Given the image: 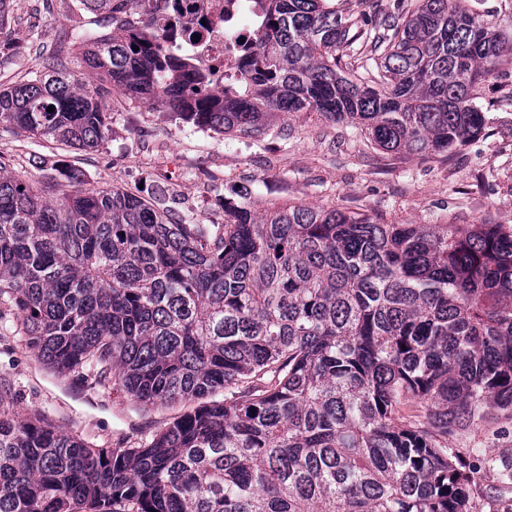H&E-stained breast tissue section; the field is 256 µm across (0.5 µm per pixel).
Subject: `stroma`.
Segmentation results:
<instances>
[{"mask_svg":"<svg viewBox=\"0 0 512 512\" xmlns=\"http://www.w3.org/2000/svg\"><path fill=\"white\" fill-rule=\"evenodd\" d=\"M353 29L374 15L407 13L416 0H330ZM69 0H12L10 32L19 52L0 63V84L56 56L72 58L78 33L67 21ZM489 123L483 137L446 156L400 157L368 141L347 122L319 112L281 113L251 136L220 133L178 119L161 106L112 94V123L94 152L0 129V169L49 184L64 168L80 169L87 187L117 186L193 224H220L224 204L244 190L257 212L273 204H302L369 215L382 224L512 225V56L494 79L472 90ZM0 405L21 417L37 413L61 430L106 448L132 444L185 412V405L133 410L119 386L79 385L38 362L0 322ZM450 444L481 449L512 466V423L486 421Z\"/></svg>","mask_w":512,"mask_h":512,"instance_id":"35a3bbf8","label":"stroma"}]
</instances>
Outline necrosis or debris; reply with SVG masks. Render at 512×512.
Wrapping results in <instances>:
<instances>
[{"label": "necrosis or debris", "instance_id": "necrosis-or-debris-1", "mask_svg": "<svg viewBox=\"0 0 512 512\" xmlns=\"http://www.w3.org/2000/svg\"><path fill=\"white\" fill-rule=\"evenodd\" d=\"M262 0H135L114 11L117 26H144L161 35L165 49L185 59L213 83L232 78L249 41L262 28Z\"/></svg>", "mask_w": 512, "mask_h": 512}]
</instances>
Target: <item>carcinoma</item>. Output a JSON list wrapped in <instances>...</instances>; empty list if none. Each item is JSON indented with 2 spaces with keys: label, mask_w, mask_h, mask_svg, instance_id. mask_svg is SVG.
<instances>
[{
  "label": "carcinoma",
  "mask_w": 512,
  "mask_h": 512,
  "mask_svg": "<svg viewBox=\"0 0 512 512\" xmlns=\"http://www.w3.org/2000/svg\"><path fill=\"white\" fill-rule=\"evenodd\" d=\"M265 12L213 90L157 36L113 28L77 44L95 79L56 57L0 86V127L95 151L117 89L224 133L321 112L409 156L485 134L471 90L512 30L463 0L371 28L374 86L343 74L361 34L327 0ZM61 176L47 197L0 170V304L54 372L117 381L139 410L193 408L128 448L0 410V512H475V468L448 438L512 420V227L229 203L224 223L189 224Z\"/></svg>",
  "instance_id": "1"
}]
</instances>
